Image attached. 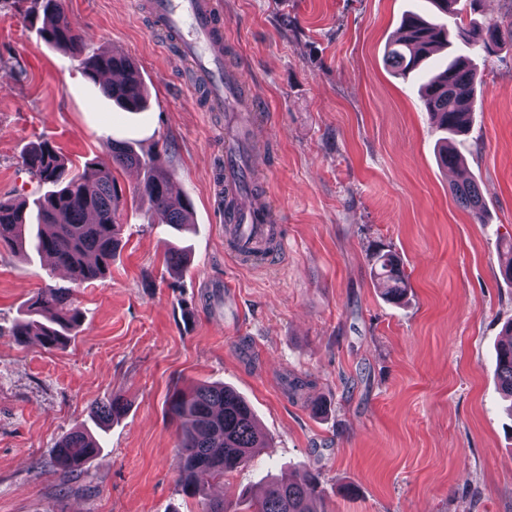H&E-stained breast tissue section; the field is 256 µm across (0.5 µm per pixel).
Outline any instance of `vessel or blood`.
<instances>
[{"label":"vessel or blood","mask_w":512,"mask_h":512,"mask_svg":"<svg viewBox=\"0 0 512 512\" xmlns=\"http://www.w3.org/2000/svg\"><path fill=\"white\" fill-rule=\"evenodd\" d=\"M149 9L167 30L178 35L182 55L211 105L237 113L244 131H251L253 98L243 89L239 73L224 67V17L214 0H150ZM224 195L231 205L220 209L219 219L232 254L239 258L266 238L274 212L266 198L242 192L237 170L231 166L224 169Z\"/></svg>","instance_id":"b4317fda"}]
</instances>
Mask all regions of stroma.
<instances>
[{
	"label": "stroma",
	"instance_id": "stroma-1",
	"mask_svg": "<svg viewBox=\"0 0 512 512\" xmlns=\"http://www.w3.org/2000/svg\"><path fill=\"white\" fill-rule=\"evenodd\" d=\"M148 0H66L89 51L129 56L148 100L128 112L46 45L0 0V197L35 185L21 169L33 142L80 170L111 139L166 150L188 227L172 228L135 194L143 172H117L123 246L106 277L77 293L75 339L16 343L29 298L68 275L34 254L0 250V512H201L203 499L258 497L273 475L321 476L319 512H512V403L499 393L495 347L512 320V42L492 54L454 43L482 72L459 171L439 160L440 132L421 78L394 75L384 50L407 10L428 0H218L224 51L258 101L254 173L276 210L277 259L227 249L218 172L224 115L180 57ZM474 180L483 223L459 206ZM183 246L181 269L164 263ZM396 252L410 288L375 287L370 253ZM295 377L302 395L288 392ZM234 389L269 445L246 468L179 482V388ZM125 413L81 472L48 462L91 427L95 402Z\"/></svg>",
	"mask_w": 512,
	"mask_h": 512
}]
</instances>
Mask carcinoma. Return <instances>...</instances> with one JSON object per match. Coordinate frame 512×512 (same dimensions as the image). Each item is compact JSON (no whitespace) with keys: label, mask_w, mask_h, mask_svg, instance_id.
<instances>
[{"label":"carcinoma","mask_w":512,"mask_h":512,"mask_svg":"<svg viewBox=\"0 0 512 512\" xmlns=\"http://www.w3.org/2000/svg\"><path fill=\"white\" fill-rule=\"evenodd\" d=\"M457 2L430 0L439 12L433 19L415 12L402 18L385 51V61L396 75L405 77L420 69L430 54L447 45L448 25L444 18L457 14ZM15 4L39 38L69 52L87 78L97 82L106 72L123 74L120 83L102 85L108 99L127 111L144 106L146 88L134 62L112 51L85 54V40L71 22L65 0H15ZM458 37L466 46L491 54L505 38L512 39V20L504 26L495 23L460 28ZM481 82L482 77L457 56L440 67L423 87L425 109L445 133L440 160L448 168L462 164L455 142L469 131ZM107 149L108 160L92 162L82 172L73 173L49 141L31 144L21 158L22 169L37 186H47L49 190L31 202L0 197V248L29 246L68 270L77 286L103 278L121 243L119 211L123 190L113 171L129 167L144 170L137 195L148 201L164 223H187L189 201L171 194V173L164 153L140 155L116 141ZM452 192L476 221H482L485 205L473 182L456 184ZM373 259L378 285L393 300L405 296L407 284L397 255L379 248ZM27 312V318L15 325L12 336L18 340L34 336L47 349L66 347L80 327L81 312L72 287L50 286L37 293L29 300ZM495 371L502 394L512 397V323L497 346ZM124 409L117 398L101 401L93 407L92 419L104 427ZM169 414L179 422L180 478L187 494L197 493L198 474L222 478L247 467L257 449L266 447L249 403L224 385L199 384L175 392L169 401ZM98 451L99 445L90 433L75 430L59 442L51 465L54 471L68 476ZM319 484L317 474H310L301 482L274 478L252 504L253 512H318Z\"/></svg>","instance_id":"obj_1"}]
</instances>
